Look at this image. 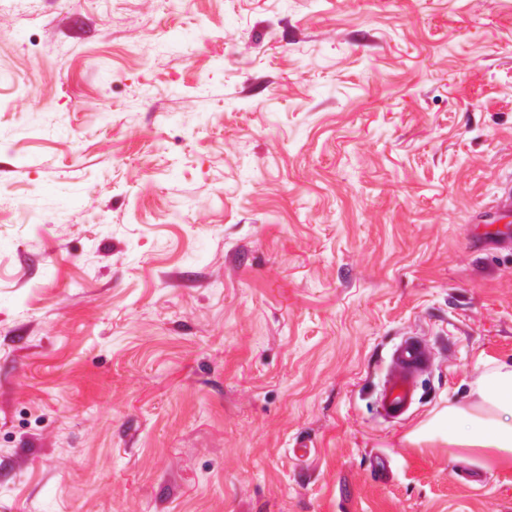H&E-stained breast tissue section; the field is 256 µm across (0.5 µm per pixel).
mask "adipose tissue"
Wrapping results in <instances>:
<instances>
[{
  "mask_svg": "<svg viewBox=\"0 0 512 512\" xmlns=\"http://www.w3.org/2000/svg\"><path fill=\"white\" fill-rule=\"evenodd\" d=\"M409 439L512 460V361L484 362L469 403L436 411Z\"/></svg>",
  "mask_w": 512,
  "mask_h": 512,
  "instance_id": "obj_1",
  "label": "adipose tissue"
}]
</instances>
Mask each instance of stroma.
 <instances>
[{"mask_svg":"<svg viewBox=\"0 0 512 512\" xmlns=\"http://www.w3.org/2000/svg\"><path fill=\"white\" fill-rule=\"evenodd\" d=\"M510 182L512 0H0V512H512ZM430 361L426 344L415 336L404 338L392 349L377 399L381 417L396 421L408 414L415 402L418 381ZM482 364L470 402L436 411L408 435L411 442L440 441L450 448L512 460V361Z\"/></svg>","mask_w":512,"mask_h":512,"instance_id":"35a3bbf8","label":"stroma"}]
</instances>
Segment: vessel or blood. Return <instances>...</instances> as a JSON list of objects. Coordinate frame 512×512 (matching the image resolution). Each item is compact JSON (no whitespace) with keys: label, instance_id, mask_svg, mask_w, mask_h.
<instances>
[{"label":"vessel or blood","instance_id":"obj_1","mask_svg":"<svg viewBox=\"0 0 512 512\" xmlns=\"http://www.w3.org/2000/svg\"><path fill=\"white\" fill-rule=\"evenodd\" d=\"M430 361L426 344L414 336L404 338L392 349L377 399L381 417L396 421L408 414L415 402L418 381Z\"/></svg>","mask_w":512,"mask_h":512}]
</instances>
